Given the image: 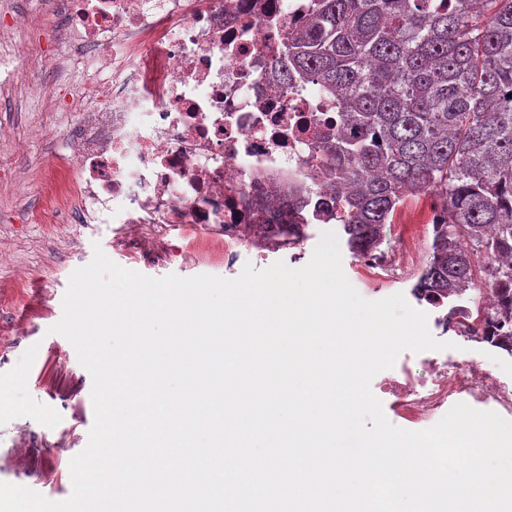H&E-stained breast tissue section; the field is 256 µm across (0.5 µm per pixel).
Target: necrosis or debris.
I'll return each mask as SVG.
<instances>
[{
  "label": "necrosis or debris",
  "mask_w": 512,
  "mask_h": 512,
  "mask_svg": "<svg viewBox=\"0 0 512 512\" xmlns=\"http://www.w3.org/2000/svg\"><path fill=\"white\" fill-rule=\"evenodd\" d=\"M64 36L94 76L77 95L62 87L54 112L80 115L63 159L88 223L197 224L232 237L265 224L261 198L328 193L319 161L336 133V101L277 79L285 34L311 0H52ZM433 325L496 350L506 332L492 299L462 317L447 300L413 297ZM396 415L422 424L464 400L512 416V382L445 356L423 355L378 383Z\"/></svg>",
  "instance_id": "obj_1"
}]
</instances>
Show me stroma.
Segmentation results:
<instances>
[{
	"mask_svg": "<svg viewBox=\"0 0 512 512\" xmlns=\"http://www.w3.org/2000/svg\"><path fill=\"white\" fill-rule=\"evenodd\" d=\"M30 16L14 33L28 54L0 44V482L49 500L73 490L71 459L88 443L94 421L92 378L74 346L53 333L71 273L102 249L117 265L152 278L225 276L224 237L187 224H84L60 189L58 160L80 133L71 112H48L44 93L58 83L79 91L89 73L69 66L62 16L47 0H0V10ZM416 267L402 282H366L358 256L342 249L343 271L365 299L413 287L428 257L431 225L420 226Z\"/></svg>",
	"mask_w": 512,
	"mask_h": 512,
	"instance_id": "obj_1",
	"label": "stroma"
}]
</instances>
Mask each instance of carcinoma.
I'll return each mask as SVG.
<instances>
[{"mask_svg": "<svg viewBox=\"0 0 512 512\" xmlns=\"http://www.w3.org/2000/svg\"><path fill=\"white\" fill-rule=\"evenodd\" d=\"M288 33L279 79L335 96L344 130L321 170L349 250L388 243L407 198L440 202L414 291L466 301L484 258L498 317L512 323V0H312ZM278 231L302 237L293 204Z\"/></svg>", "mask_w": 512, "mask_h": 512, "instance_id": "1", "label": "carcinoma"}]
</instances>
